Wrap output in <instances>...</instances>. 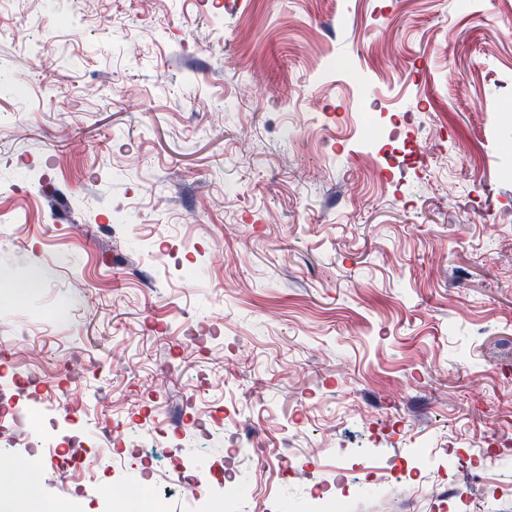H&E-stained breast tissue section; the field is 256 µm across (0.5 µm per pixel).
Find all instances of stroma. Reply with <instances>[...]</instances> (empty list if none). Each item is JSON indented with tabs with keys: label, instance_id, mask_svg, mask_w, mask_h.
Masks as SVG:
<instances>
[{
	"label": "stroma",
	"instance_id": "1",
	"mask_svg": "<svg viewBox=\"0 0 512 512\" xmlns=\"http://www.w3.org/2000/svg\"><path fill=\"white\" fill-rule=\"evenodd\" d=\"M511 24L512 0H7L0 391L46 446L0 435V512L31 479L196 512L241 439L252 512L512 483ZM72 430L94 466L63 480ZM419 445L439 493L403 498ZM491 449L510 467L475 471Z\"/></svg>",
	"mask_w": 512,
	"mask_h": 512
}]
</instances>
